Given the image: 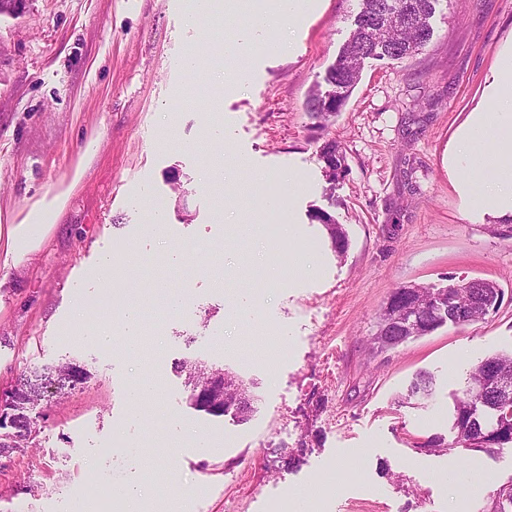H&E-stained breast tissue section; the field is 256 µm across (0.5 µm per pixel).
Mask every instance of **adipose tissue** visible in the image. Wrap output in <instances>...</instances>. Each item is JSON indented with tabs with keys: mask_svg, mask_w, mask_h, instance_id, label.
Instances as JSON below:
<instances>
[{
	"mask_svg": "<svg viewBox=\"0 0 512 512\" xmlns=\"http://www.w3.org/2000/svg\"><path fill=\"white\" fill-rule=\"evenodd\" d=\"M496 96L504 103V110L493 114L474 113L470 123L460 133L454 148V157L458 162H469L471 146L487 137L496 142V154L483 167L487 188L481 196V203L498 218L512 219L511 57L505 60L499 70ZM60 208V199H53L33 208L21 223L10 225L7 230V255L20 257L37 248L55 225ZM113 313L122 328V337H115L111 327L99 324L87 330L86 341L103 351L111 350L112 346L117 345L126 356H137L140 352L138 336L143 325L140 307L128 301L116 306Z\"/></svg>",
	"mask_w": 512,
	"mask_h": 512,
	"instance_id": "adipose-tissue-1",
	"label": "adipose tissue"
}]
</instances>
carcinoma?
<instances>
[{
    "label": "carcinoma",
    "mask_w": 512,
    "mask_h": 512,
    "mask_svg": "<svg viewBox=\"0 0 512 512\" xmlns=\"http://www.w3.org/2000/svg\"><path fill=\"white\" fill-rule=\"evenodd\" d=\"M440 0H359L360 10L354 29L306 103V110L322 128L327 127L340 112L361 79L368 59L403 61L423 50L433 36L430 19ZM327 180L331 184L346 172V156L340 145L327 139L319 149ZM329 231L338 251L346 247L341 225L325 212L315 215ZM499 286L486 280H470L466 285L450 284L444 288L427 286L394 289L379 316L378 329L370 340L376 351L394 349L411 339L428 335L446 322L465 325L485 318V305L496 298ZM87 370L70 365L53 372L33 371L22 377L12 390L15 411L13 433L0 440V456L9 454L30 439L34 421L26 413L27 405L41 395L44 386L56 384L71 389L83 384ZM433 378L419 375L410 388V395L428 398L432 395ZM206 412L220 417L233 407L246 420L252 409L236 405L231 393L224 401L212 397L204 402ZM512 407V354L487 357L472 367L468 388L456 399L452 428L455 447L464 451L497 454L512 445V418L504 410ZM479 512H512V479L497 485L483 498Z\"/></svg>",
    "instance_id": "carcinoma-1"
}]
</instances>
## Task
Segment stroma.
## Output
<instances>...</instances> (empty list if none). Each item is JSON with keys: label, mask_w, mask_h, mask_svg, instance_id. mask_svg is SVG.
Masks as SVG:
<instances>
[{"label": "stroma", "mask_w": 512, "mask_h": 512, "mask_svg": "<svg viewBox=\"0 0 512 512\" xmlns=\"http://www.w3.org/2000/svg\"><path fill=\"white\" fill-rule=\"evenodd\" d=\"M187 0H26L0 14V226L65 199L44 242L4 256L0 236V390L29 370L70 363L89 377L48 387L30 415L28 448L0 457V512H74L86 470L136 481L160 512H268L271 498L306 505L331 482L322 512H460L512 478V449H454V397L480 360L512 351V238L476 204L481 170L451 166L448 147L489 111L512 51V0H442L424 50L369 60L342 112L319 128L304 106L353 28L358 0H302L277 30L287 53L259 50L241 70L213 42L248 26L256 0L222 22H186ZM196 53L206 72L186 73ZM239 90L216 94L223 81ZM333 138L348 170L328 184L319 147ZM97 150L84 157L87 141ZM227 174L211 180L212 165ZM288 191L297 236L271 234L264 201ZM162 206L161 232L149 229ZM346 232L337 253L314 215ZM129 257L116 288L162 269L182 298L140 295L146 321L131 360L82 342L77 296L104 290L102 256ZM482 278L498 310L383 352L367 340L395 288ZM221 368L254 398L249 419L190 404L191 367ZM434 394L407 399L416 375ZM141 377L158 381L144 405ZM442 438L448 451L422 444ZM131 453L106 458L112 440Z\"/></svg>", "instance_id": "stroma-1"}]
</instances>
